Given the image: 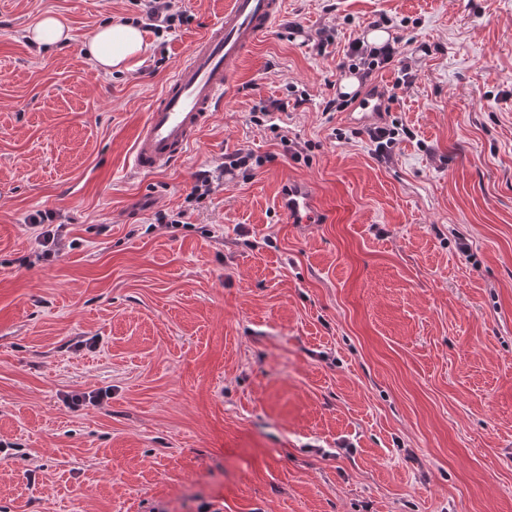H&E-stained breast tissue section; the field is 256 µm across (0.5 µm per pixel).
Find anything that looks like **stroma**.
<instances>
[{
  "instance_id": "stroma-1",
  "label": "stroma",
  "mask_w": 512,
  "mask_h": 512,
  "mask_svg": "<svg viewBox=\"0 0 512 512\" xmlns=\"http://www.w3.org/2000/svg\"><path fill=\"white\" fill-rule=\"evenodd\" d=\"M225 2L175 0L189 22L106 75L89 39L139 0H0V512H512V0H283L185 156L134 172ZM48 12L71 39L39 50ZM382 15L417 73L385 162L325 109ZM289 182L322 222L289 223ZM46 210L66 249L20 266Z\"/></svg>"
}]
</instances>
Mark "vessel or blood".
Instances as JSON below:
<instances>
[{
    "label": "vessel or blood",
    "instance_id": "1",
    "mask_svg": "<svg viewBox=\"0 0 512 512\" xmlns=\"http://www.w3.org/2000/svg\"><path fill=\"white\" fill-rule=\"evenodd\" d=\"M282 10L283 0H229L151 105L136 134L134 170L159 171L185 153L223 104L234 65L272 30ZM281 203L293 224H314L322 216L310 186L289 185Z\"/></svg>",
    "mask_w": 512,
    "mask_h": 512
}]
</instances>
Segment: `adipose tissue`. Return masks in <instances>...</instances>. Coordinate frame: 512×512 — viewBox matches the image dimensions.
I'll return each mask as SVG.
<instances>
[{"label": "adipose tissue", "instance_id": "1", "mask_svg": "<svg viewBox=\"0 0 512 512\" xmlns=\"http://www.w3.org/2000/svg\"><path fill=\"white\" fill-rule=\"evenodd\" d=\"M145 50L142 29L128 21L111 22L93 35L89 53L95 66L103 73L131 70L140 63Z\"/></svg>", "mask_w": 512, "mask_h": 512}]
</instances>
